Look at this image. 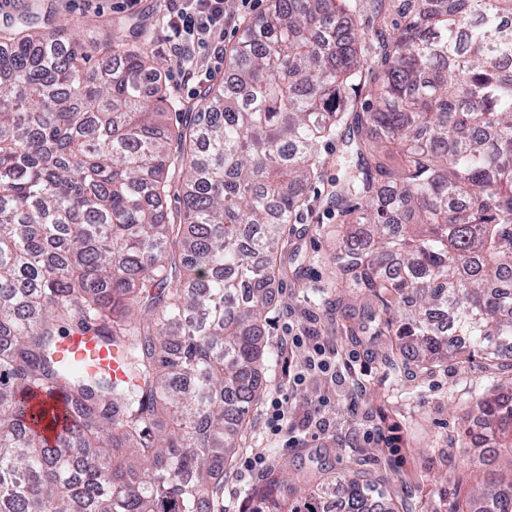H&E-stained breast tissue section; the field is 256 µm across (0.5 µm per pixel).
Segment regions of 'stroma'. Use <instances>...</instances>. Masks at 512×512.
<instances>
[{"label": "stroma", "instance_id": "1", "mask_svg": "<svg viewBox=\"0 0 512 512\" xmlns=\"http://www.w3.org/2000/svg\"><path fill=\"white\" fill-rule=\"evenodd\" d=\"M51 14L41 16L43 30L64 29L77 36L79 19H130L148 24L153 50L163 64L161 79L171 102V125L191 120L185 105L197 102L202 91L190 72L209 65L214 80L224 78V62L211 48L190 46L181 55L165 20V0H52ZM324 177L309 191V205L292 224L288 248L297 263L276 283V300L266 329L275 361L265 367L262 397L251 409L250 424L233 464L224 472L219 495L223 512H249L251 493L262 480L287 465L295 485H302L311 460L338 471L361 469L380 483L406 512H451L467 487L483 483L488 470L503 471V462L490 468L475 465L464 453L465 429L478 402L512 383V357L489 365L482 354L463 355L448 364L425 370L399 355L397 339L376 335L362 326L359 310L381 309V300L351 288L337 287L332 262L339 216L327 202L332 180L343 178L349 162L345 146L333 141L324 150ZM304 333L309 345L322 344L331 368L307 367L304 350L285 351L288 332ZM291 405L292 421L276 435L265 427L272 399ZM319 425L318 435L308 428ZM262 449L263 466L250 468L252 449Z\"/></svg>", "mask_w": 512, "mask_h": 512}]
</instances>
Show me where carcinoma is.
Returning <instances> with one entry per match:
<instances>
[{
    "label": "carcinoma",
    "mask_w": 512,
    "mask_h": 512,
    "mask_svg": "<svg viewBox=\"0 0 512 512\" xmlns=\"http://www.w3.org/2000/svg\"><path fill=\"white\" fill-rule=\"evenodd\" d=\"M25 25L0 37V512H215L273 360L284 232L341 134L356 157L330 184L341 284L407 310L367 322L425 367L461 356L452 336L492 363L512 345V0H272L177 129L144 82L151 28L87 23L56 55L55 33ZM90 330L128 380L58 359ZM37 395L70 422L52 444L31 428ZM477 421L471 455L512 458V387ZM332 503L399 512L350 467L303 491L272 477L253 512ZM453 512H512V476Z\"/></svg>",
    "instance_id": "cac0c4a2"
}]
</instances>
